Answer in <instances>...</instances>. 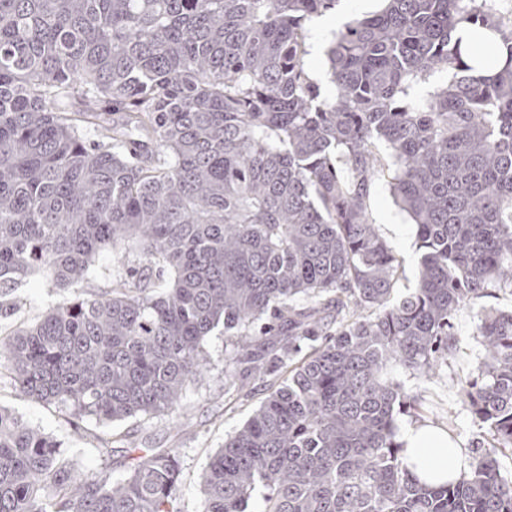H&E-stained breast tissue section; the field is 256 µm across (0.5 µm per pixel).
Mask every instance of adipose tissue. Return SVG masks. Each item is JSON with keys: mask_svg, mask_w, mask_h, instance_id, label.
I'll list each match as a JSON object with an SVG mask.
<instances>
[{"mask_svg": "<svg viewBox=\"0 0 512 512\" xmlns=\"http://www.w3.org/2000/svg\"><path fill=\"white\" fill-rule=\"evenodd\" d=\"M400 439L406 444L408 468L415 476L435 484L459 476L462 469L460 446L451 441L447 433L414 424L402 429Z\"/></svg>", "mask_w": 512, "mask_h": 512, "instance_id": "obj_1", "label": "adipose tissue"}]
</instances>
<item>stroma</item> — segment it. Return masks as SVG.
<instances>
[{"mask_svg": "<svg viewBox=\"0 0 512 512\" xmlns=\"http://www.w3.org/2000/svg\"><path fill=\"white\" fill-rule=\"evenodd\" d=\"M382 0H336L333 9L314 17L310 31L309 54L306 68L323 94H330L334 86L330 79L325 48L333 32L356 17L373 14ZM368 220L404 258L396 285V295H404L416 285L417 251L414 226L408 216L396 205L386 177L377 176L371 186L368 202ZM24 299L22 321L35 322L49 304L60 302L65 293L48 287L43 276L27 278L16 292ZM512 308V291L501 289L479 299L477 304L462 306L454 316L457 335L456 348L442 367L437 378L428 383L406 380L408 389L423 396L432 410H447L455 419L458 437L464 448H481L486 444L481 423L458 401L462 384L472 379L486 351L477 336L479 308ZM208 368L203 377L190 383L181 406L171 413L118 423L117 431L127 434L129 440L145 448H176L183 459L182 502L184 512H196L200 501V477L213 452L225 438L239 428L267 393L263 381H249L237 395L224 391V332L215 329L204 342ZM0 405L21 416L31 426L53 435L66 455L87 474L99 472L106 459L96 449V429L85 425L75 429L53 409L31 399L18 396L8 382L0 383Z\"/></svg>", "mask_w": 512, "mask_h": 512, "instance_id": "obj_1", "label": "stroma"}]
</instances>
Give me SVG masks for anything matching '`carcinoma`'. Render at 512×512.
Listing matches in <instances>:
<instances>
[{
    "instance_id": "1",
    "label": "carcinoma",
    "mask_w": 512,
    "mask_h": 512,
    "mask_svg": "<svg viewBox=\"0 0 512 512\" xmlns=\"http://www.w3.org/2000/svg\"><path fill=\"white\" fill-rule=\"evenodd\" d=\"M384 2L333 33L323 96L307 24L335 0H0V318L32 275L74 290L0 336V372L94 423L110 460L113 424L173 411L224 326V385L273 381L197 512H512L511 311H482L486 357L459 392L485 427L469 468L422 482L398 441L400 416L425 415L398 375L431 379L457 309L512 288V18ZM378 174L421 252L396 301L403 260L367 217ZM118 462L84 474L0 406V512H183L178 449Z\"/></svg>"
}]
</instances>
